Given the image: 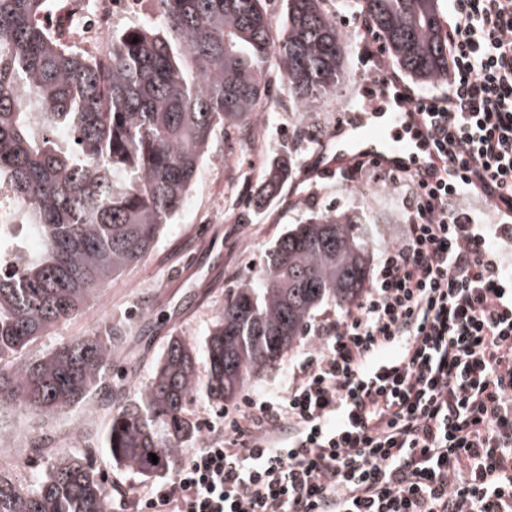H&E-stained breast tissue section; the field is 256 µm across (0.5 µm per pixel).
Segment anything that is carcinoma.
<instances>
[{"label": "carcinoma", "mask_w": 512, "mask_h": 512, "mask_svg": "<svg viewBox=\"0 0 512 512\" xmlns=\"http://www.w3.org/2000/svg\"><path fill=\"white\" fill-rule=\"evenodd\" d=\"M152 2V19L113 34L100 61L51 29L52 0H0V185L18 206L14 236L0 241L15 262L0 269V410L51 418L94 398L110 415L104 433L86 432L82 454H56L31 488L0 473V512H112L99 456L152 474L194 437L185 407L200 389L234 399L305 335L320 305L344 308L366 288L358 224L317 211L276 241L258 286L224 297L204 343L206 382L195 346L172 336L152 378L128 397L136 366L112 371L124 336L110 320L22 359L150 253L182 210L215 130L260 111L270 59L298 112L343 75L347 38L322 0H287L276 42L262 0ZM353 6L410 78L448 76L436 0Z\"/></svg>", "instance_id": "obj_1"}]
</instances>
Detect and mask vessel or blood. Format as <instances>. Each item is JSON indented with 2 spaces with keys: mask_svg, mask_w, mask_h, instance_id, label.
I'll return each mask as SVG.
<instances>
[{
  "mask_svg": "<svg viewBox=\"0 0 512 512\" xmlns=\"http://www.w3.org/2000/svg\"><path fill=\"white\" fill-rule=\"evenodd\" d=\"M376 87L378 97L366 99L361 111L346 113L331 139L321 143L318 157H332L340 168L373 160L431 177L441 160L418 102L407 99L399 83L381 79Z\"/></svg>",
  "mask_w": 512,
  "mask_h": 512,
  "instance_id": "vessel-or-blood-1",
  "label": "vessel or blood"
}]
</instances>
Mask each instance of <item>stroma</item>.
<instances>
[{
  "instance_id": "1",
  "label": "stroma",
  "mask_w": 512,
  "mask_h": 512,
  "mask_svg": "<svg viewBox=\"0 0 512 512\" xmlns=\"http://www.w3.org/2000/svg\"><path fill=\"white\" fill-rule=\"evenodd\" d=\"M323 6L348 38L350 83L339 85L312 111L299 112L288 100L277 62H269L264 75L268 96L249 120L253 134L243 135L230 125L216 130L187 202L151 253L113 280L83 317L39 338L31 354L112 319L126 336L116 361L131 358L138 365L130 385L135 392L153 375L169 337L202 347L225 295L256 280L289 225L326 206L357 214L373 250L402 238L409 217L404 181L378 179L370 172L352 176L344 169L329 174L316 170L314 152L320 139L335 128L348 92H360L373 79L363 61L366 49L382 45L374 30L363 29L360 14L344 8L343 0H323ZM285 153L291 154L292 164L275 194L267 195V173ZM108 423L91 401L44 420L22 409L0 412V473L19 486H29L52 462L48 454L32 457L31 434L44 432L52 447L78 455L84 448L82 428L102 431ZM99 467L112 488V512H133L131 498L147 485V477L105 458Z\"/></svg>"
}]
</instances>
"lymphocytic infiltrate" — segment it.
Listing matches in <instances>:
<instances>
[{"label":"lymphocytic infiltrate","instance_id":"obj_1","mask_svg":"<svg viewBox=\"0 0 512 512\" xmlns=\"http://www.w3.org/2000/svg\"><path fill=\"white\" fill-rule=\"evenodd\" d=\"M447 38L422 112L450 174H407L363 296L135 512H512V0H454Z\"/></svg>","mask_w":512,"mask_h":512}]
</instances>
